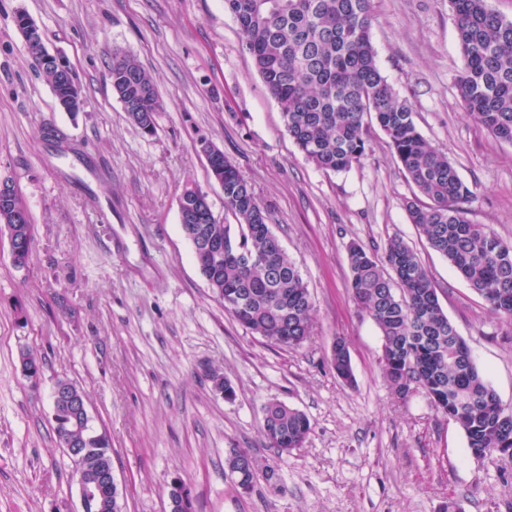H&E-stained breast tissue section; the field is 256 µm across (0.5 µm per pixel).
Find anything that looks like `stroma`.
I'll return each instance as SVG.
<instances>
[{
  "label": "stroma",
  "mask_w": 512,
  "mask_h": 512,
  "mask_svg": "<svg viewBox=\"0 0 512 512\" xmlns=\"http://www.w3.org/2000/svg\"><path fill=\"white\" fill-rule=\"evenodd\" d=\"M21 12L48 51L69 61L81 111H64L33 70L15 23ZM372 13L380 71L471 188V221L512 240V143L463 109L448 0H372ZM116 49L157 81L154 135L128 122L112 90ZM47 125L71 152L44 140ZM202 138L252 184L309 285L314 331L301 347L275 346L233 320L195 262L180 225L183 185L206 193L216 218L233 220ZM367 140L349 170L308 163L224 0H0V180L15 181L33 224L26 267L13 265L0 238V512H81L51 419L61 379L85 393L92 430L110 441L123 512H169L177 478L194 512H512V461L474 458L464 432L426 396L392 393L380 331L352 298L348 244L380 256L403 240L512 408V321L493 314L410 224L404 203L416 186L378 126ZM339 336L351 385L330 364ZM25 350L42 360L38 382L20 370ZM211 369L234 399L214 390ZM271 400L308 417L301 448L281 453L262 437ZM240 451L276 469L278 491L235 487L227 460Z\"/></svg>",
  "instance_id": "stroma-1"
}]
</instances>
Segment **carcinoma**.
Masks as SVG:
<instances>
[{"label":"carcinoma","instance_id":"carcinoma-1","mask_svg":"<svg viewBox=\"0 0 512 512\" xmlns=\"http://www.w3.org/2000/svg\"><path fill=\"white\" fill-rule=\"evenodd\" d=\"M462 65L456 90L470 118L497 139L512 143V20L490 0H448ZM243 45L271 95L285 130L304 158L324 171L342 172L366 155V133L377 125L409 179L427 199L406 202L409 222L429 245L489 305L512 319V243L484 224H474L465 207L473 191L460 178L448 153L417 129L413 110L382 75L371 42V0H224ZM32 68L50 87L55 75L41 56L28 51ZM112 89L141 133L156 131L161 103L150 73L132 55L115 51L109 66ZM224 208L236 219L215 216L181 222L195 246L198 238L224 239V258L195 255L208 287L224 311L267 342L298 348L312 335L314 302L300 270L279 243L254 188L224 159ZM0 234L21 241L30 256L31 228L13 224L0 206ZM349 288L358 306L377 325L388 383L402 398L421 392L435 409L464 432L474 456L497 448L512 451V409L503 407L470 350L444 312L432 280L415 251L392 239L384 259L357 242L348 246ZM331 365L351 384L349 347L333 349ZM216 391L235 396L216 370ZM311 431L300 410L272 400L263 407L260 433L279 452L302 447ZM61 444L89 449L86 472L112 465L109 440L94 433L88 417L56 424ZM241 485L253 489L258 474L278 488L275 470H259L243 453L229 459ZM84 512H122L117 493L93 495Z\"/></svg>","mask_w":512,"mask_h":512}]
</instances>
